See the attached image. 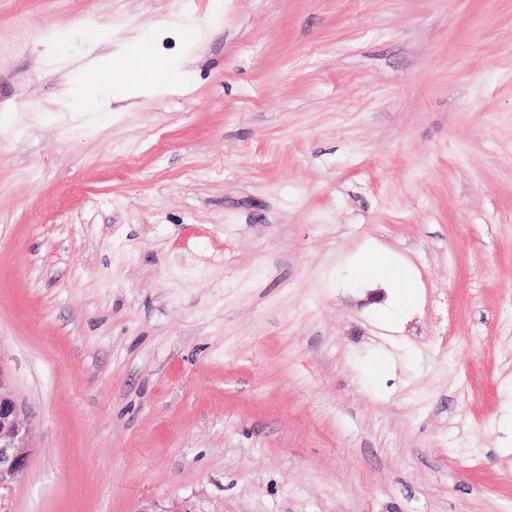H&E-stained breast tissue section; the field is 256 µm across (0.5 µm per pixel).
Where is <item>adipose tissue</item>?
<instances>
[{"label": "adipose tissue", "mask_w": 512, "mask_h": 512, "mask_svg": "<svg viewBox=\"0 0 512 512\" xmlns=\"http://www.w3.org/2000/svg\"><path fill=\"white\" fill-rule=\"evenodd\" d=\"M148 58L144 44L136 43L124 54L108 57L105 64L97 70L73 77L70 90V104L73 110L93 111V100L101 87L107 83L145 81L150 72L143 69L141 63ZM354 274L363 283L385 287L387 304L401 311L410 310L419 297L415 278L384 251L376 249L365 252L359 258Z\"/></svg>", "instance_id": "obj_1"}]
</instances>
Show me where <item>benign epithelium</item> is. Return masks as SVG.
I'll return each instance as SVG.
<instances>
[{
	"mask_svg": "<svg viewBox=\"0 0 512 512\" xmlns=\"http://www.w3.org/2000/svg\"><path fill=\"white\" fill-rule=\"evenodd\" d=\"M22 414L21 405L0 374V490L23 474L33 450Z\"/></svg>",
	"mask_w": 512,
	"mask_h": 512,
	"instance_id": "1",
	"label": "benign epithelium"
}]
</instances>
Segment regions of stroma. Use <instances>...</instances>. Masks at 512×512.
Segmentation results:
<instances>
[{
    "instance_id": "stroma-1",
    "label": "stroma",
    "mask_w": 512,
    "mask_h": 512,
    "mask_svg": "<svg viewBox=\"0 0 512 512\" xmlns=\"http://www.w3.org/2000/svg\"><path fill=\"white\" fill-rule=\"evenodd\" d=\"M0 374V512H512V0H0ZM151 57L141 43L132 44L128 50L116 57H108L95 71L80 73L73 77L70 90V104L77 112H97L92 98L97 97L102 86L110 81H145L150 72L141 67V62ZM354 274L365 284L385 287V304L395 306L400 311L410 310L418 300L416 279L384 251L376 249L365 252L359 258ZM22 414L21 405L0 374V490L23 474L34 448Z\"/></svg>"
}]
</instances>
